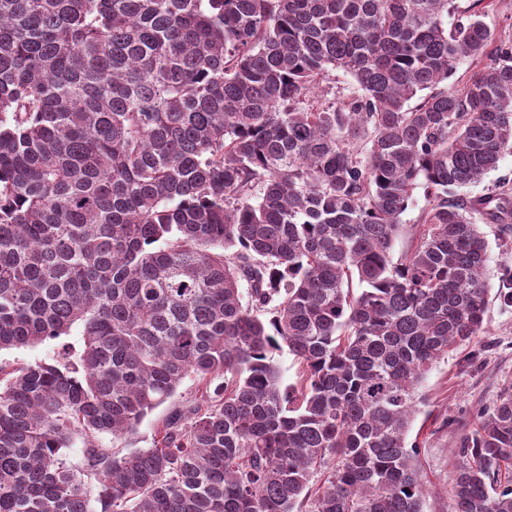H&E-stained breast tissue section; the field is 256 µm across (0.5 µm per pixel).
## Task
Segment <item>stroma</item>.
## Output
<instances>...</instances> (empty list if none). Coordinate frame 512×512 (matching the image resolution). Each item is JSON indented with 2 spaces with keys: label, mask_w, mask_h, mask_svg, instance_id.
<instances>
[{
  "label": "stroma",
  "mask_w": 512,
  "mask_h": 512,
  "mask_svg": "<svg viewBox=\"0 0 512 512\" xmlns=\"http://www.w3.org/2000/svg\"><path fill=\"white\" fill-rule=\"evenodd\" d=\"M81 334L82 327L76 324L65 340L1 351L0 367L10 371L36 361H51L61 343L80 345ZM201 390L197 380L186 379L173 402L148 414L136 435L111 441L113 456L151 447L156 429L174 404L199 397ZM507 391H512V306L494 300L489 304L483 333L437 362L419 389L422 401L409 437L419 445L425 512H449L457 475V450L481 413L491 409Z\"/></svg>",
  "instance_id": "stroma-1"
}]
</instances>
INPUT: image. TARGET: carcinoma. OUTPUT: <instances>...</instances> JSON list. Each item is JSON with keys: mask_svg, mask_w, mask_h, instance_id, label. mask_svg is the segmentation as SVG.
I'll return each mask as SVG.
<instances>
[{"mask_svg": "<svg viewBox=\"0 0 512 512\" xmlns=\"http://www.w3.org/2000/svg\"><path fill=\"white\" fill-rule=\"evenodd\" d=\"M485 1L0 0V350L83 328L0 375V512H424L418 388L483 330L475 215L512 224V191L458 194L512 150ZM458 457L450 512H512V393ZM351 82L352 80L349 76L344 75L341 71H336L323 83L321 88L316 90L314 94H311L308 102L316 106L332 99L335 95L337 98L342 93H348V87L351 86ZM426 205L425 189L420 185L413 193V202L402 215V226L393 246V258L395 260L407 252L416 242L420 229L417 224ZM203 384L199 383L194 378H188L178 388L177 394L170 402L163 404L155 409L152 413L148 414L138 427L137 434L132 438L122 440H110L107 437L104 443L108 448H112V454L115 457H121L135 448H150L152 446L153 438L156 429L161 425V422L171 412V410L178 404L194 400L199 397Z\"/></svg>", "mask_w": 512, "mask_h": 512, "instance_id": "1", "label": "carcinoma"}]
</instances>
